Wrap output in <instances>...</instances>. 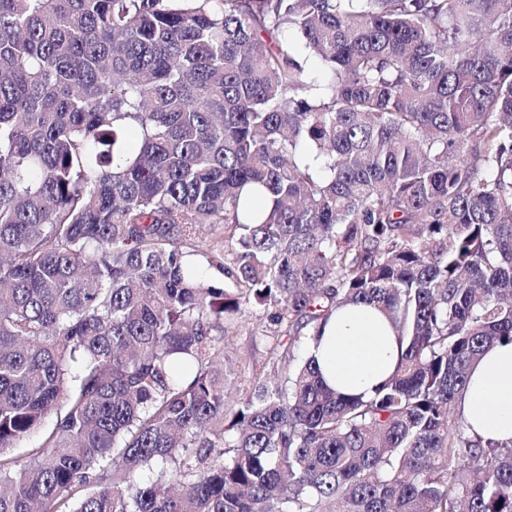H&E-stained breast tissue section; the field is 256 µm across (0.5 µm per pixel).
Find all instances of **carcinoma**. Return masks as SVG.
Returning a JSON list of instances; mask_svg holds the SVG:
<instances>
[{
	"mask_svg": "<svg viewBox=\"0 0 512 512\" xmlns=\"http://www.w3.org/2000/svg\"><path fill=\"white\" fill-rule=\"evenodd\" d=\"M360 303L369 398L308 356ZM509 341L512 0H0V512H512ZM309 355L328 384L346 394L369 396L393 372L398 345L387 319L373 306L352 305L333 313ZM228 328L225 344L229 355L243 362L265 357L267 342L262 337L265 328H262L258 318L239 319ZM460 410L470 433L512 442V343L495 345L475 363Z\"/></svg>",
	"mask_w": 512,
	"mask_h": 512,
	"instance_id": "1",
	"label": "carcinoma"
}]
</instances>
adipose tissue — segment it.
<instances>
[{
  "instance_id": "ef3b65f1",
  "label": "adipose tissue",
  "mask_w": 512,
  "mask_h": 512,
  "mask_svg": "<svg viewBox=\"0 0 512 512\" xmlns=\"http://www.w3.org/2000/svg\"><path fill=\"white\" fill-rule=\"evenodd\" d=\"M309 354L330 386L369 396L391 375L398 345L387 319L359 304L333 313ZM460 410L469 431L483 440L512 442V343L495 345L475 363Z\"/></svg>"
}]
</instances>
